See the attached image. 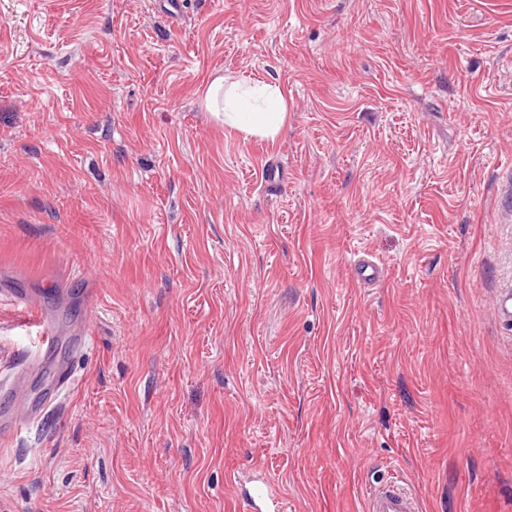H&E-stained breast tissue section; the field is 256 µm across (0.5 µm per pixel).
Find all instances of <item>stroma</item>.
<instances>
[{
  "label": "stroma",
  "mask_w": 512,
  "mask_h": 512,
  "mask_svg": "<svg viewBox=\"0 0 512 512\" xmlns=\"http://www.w3.org/2000/svg\"><path fill=\"white\" fill-rule=\"evenodd\" d=\"M179 2L0 0V512H512V0ZM224 75H218L209 83L203 104L208 112L223 119L246 136L275 139L288 121L284 94L273 85L236 80L224 89ZM251 97L262 100L265 109L255 112H238L241 99ZM223 116V117H222ZM12 390L14 394V407L12 412L6 414L0 422L1 440L14 435L23 425L30 423L39 415L33 411L23 384H18ZM407 483L397 473L369 488L366 511L368 512H418V498L406 487Z\"/></svg>",
  "instance_id": "1"
}]
</instances>
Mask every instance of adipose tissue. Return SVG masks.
<instances>
[{
  "mask_svg": "<svg viewBox=\"0 0 512 512\" xmlns=\"http://www.w3.org/2000/svg\"><path fill=\"white\" fill-rule=\"evenodd\" d=\"M203 104L226 125L248 136L276 138L288 121L282 90L259 82L229 84L223 76H216L206 89Z\"/></svg>",
  "mask_w": 512,
  "mask_h": 512,
  "instance_id": "1",
  "label": "adipose tissue"
}]
</instances>
